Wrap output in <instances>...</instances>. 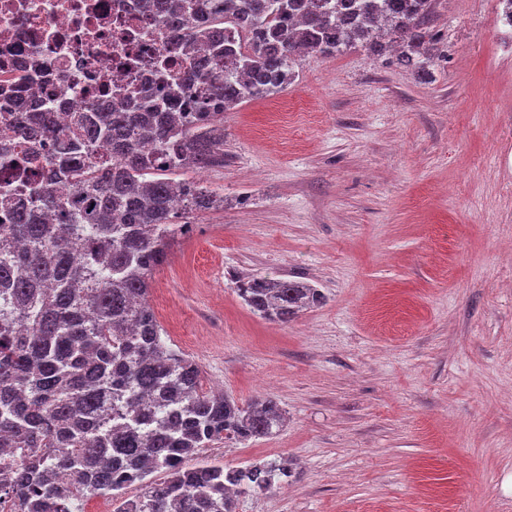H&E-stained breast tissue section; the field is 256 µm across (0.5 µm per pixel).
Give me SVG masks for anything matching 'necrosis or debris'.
Segmentation results:
<instances>
[{"instance_id":"necrosis-or-debris-1","label":"necrosis or debris","mask_w":512,"mask_h":512,"mask_svg":"<svg viewBox=\"0 0 512 512\" xmlns=\"http://www.w3.org/2000/svg\"><path fill=\"white\" fill-rule=\"evenodd\" d=\"M209 54L146 0H0V129L13 125L16 99L65 126L71 113L147 94Z\"/></svg>"}]
</instances>
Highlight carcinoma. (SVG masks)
Instances as JSON below:
<instances>
[{"instance_id":"cac0c4a2","label":"carcinoma","mask_w":512,"mask_h":512,"mask_svg":"<svg viewBox=\"0 0 512 512\" xmlns=\"http://www.w3.org/2000/svg\"><path fill=\"white\" fill-rule=\"evenodd\" d=\"M437 4L211 0L221 16L186 34L211 57L167 91L127 111L75 112L67 128L47 112L21 113L0 138L17 141L0 147V169L36 160L31 141L51 152L24 197L0 192L12 216L0 224V449H23L1 493L30 512H82L95 495L110 496L114 512H235L238 495L291 477L287 459L187 465L217 444L275 436L285 412L270 397L243 403L203 390L198 364L167 344L148 304L153 275L187 234L179 213L222 202L188 174L224 165V111L282 91L298 51L332 56L360 42L427 77ZM156 8L187 23V0ZM224 16L254 32L252 53L236 51ZM102 144L112 164H90ZM234 285L251 312L282 324L325 301L275 274Z\"/></svg>"}]
</instances>
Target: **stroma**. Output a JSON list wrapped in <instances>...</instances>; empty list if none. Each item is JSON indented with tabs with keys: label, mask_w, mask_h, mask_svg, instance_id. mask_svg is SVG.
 I'll return each instance as SVG.
<instances>
[{
	"label": "stroma",
	"mask_w": 512,
	"mask_h": 512,
	"mask_svg": "<svg viewBox=\"0 0 512 512\" xmlns=\"http://www.w3.org/2000/svg\"><path fill=\"white\" fill-rule=\"evenodd\" d=\"M423 82L357 45L296 59L288 87L224 114L223 207L190 225L150 303L205 388L276 399L291 459L236 512H512V27L498 0H439ZM326 295L287 324L233 276Z\"/></svg>",
	"instance_id": "1"
}]
</instances>
